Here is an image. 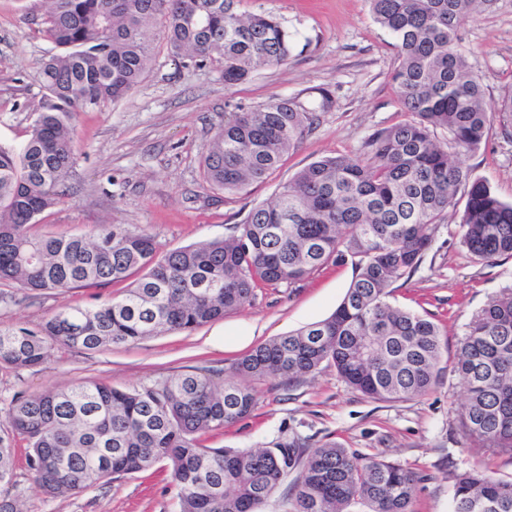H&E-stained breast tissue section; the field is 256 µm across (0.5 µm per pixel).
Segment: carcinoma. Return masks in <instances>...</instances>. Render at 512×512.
I'll use <instances>...</instances> for the list:
<instances>
[{"mask_svg": "<svg viewBox=\"0 0 512 512\" xmlns=\"http://www.w3.org/2000/svg\"><path fill=\"white\" fill-rule=\"evenodd\" d=\"M239 0H49L42 35L56 52L41 65L45 104L27 139L0 146V284L63 296L87 284H126L90 307H61L36 330L0 329V369L43 365L56 346L84 351L192 331L250 304L256 289L295 285L329 260H351L355 276L326 319L275 337L244 355L230 377L178 374L139 389L88 382L14 396L0 428V512H22L13 441L43 493L79 494L113 475L163 462L178 512H255L283 477L302 466L285 512H412L419 475L358 457L336 443L304 453L294 438L273 448H211L204 437L247 418L253 383L335 368L376 400H408L439 380V326L391 301L392 287L422 262L438 224L466 196L461 243L492 263L512 255V202L469 181L448 148L477 150L492 129L479 78L460 45V20L489 0H369L396 40L392 81L412 119L374 132L353 155L325 157L252 208L238 233L158 253L154 238L124 224L91 237L38 236L31 227L59 205L73 167L77 113L124 98L150 55V19L165 20L172 52L220 70L231 87L282 65L293 36L271 14L244 17ZM276 98L234 106L202 162L206 185L235 195L264 181L336 100ZM448 132L446 143L434 131ZM454 372L467 388L465 435L512 455V289L476 313ZM451 512H512V481L484 470L455 475Z\"/></svg>", "mask_w": 512, "mask_h": 512, "instance_id": "cac0c4a2", "label": "carcinoma"}]
</instances>
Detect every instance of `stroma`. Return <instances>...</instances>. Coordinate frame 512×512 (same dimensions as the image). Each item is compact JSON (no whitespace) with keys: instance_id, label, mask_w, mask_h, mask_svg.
I'll return each mask as SVG.
<instances>
[{"instance_id":"1","label":"stroma","mask_w":512,"mask_h":512,"mask_svg":"<svg viewBox=\"0 0 512 512\" xmlns=\"http://www.w3.org/2000/svg\"><path fill=\"white\" fill-rule=\"evenodd\" d=\"M45 0H0V144L27 137L44 104L39 66L52 46L41 35ZM248 15L276 13L296 46L287 62L225 87L220 71L175 57L161 18H153L152 59L125 98L78 113L76 161L61 204L34 230L90 236L125 224L151 235L166 251L237 233L248 211L273 199L279 185L309 163L358 153L376 130L409 120L392 81L393 37L374 20L369 0H240ZM461 45L478 75L493 128L481 147L455 155L469 180L487 183L512 202V119L496 113L512 85V0H491L459 26ZM323 87L336 108L317 124L266 180L245 192L209 190L201 163L229 104L257 107L278 97L312 99ZM465 196H458L419 268L396 283L393 302L430 317L441 328L442 378L426 394L378 401L348 386L331 367L299 380L257 384L252 414L208 437L214 448L273 447L299 437L308 445L335 442L361 456L395 462L421 480L413 512H449L456 474L482 469L512 479V456L495 454L465 436V389L452 361L474 313L512 286V256L473 262L460 243ZM353 278L351 263H326L287 288L257 289L250 305L192 333H169L96 352L53 350L36 369L0 370V400L96 381L121 390L180 373L223 381L226 369L252 348L329 316ZM121 285L76 288L66 296L0 286V329L40 326L62 306L85 307L120 294ZM15 479L27 512H177V490L162 466L105 479L74 496L50 498L26 465L25 440L15 442Z\"/></svg>"}]
</instances>
